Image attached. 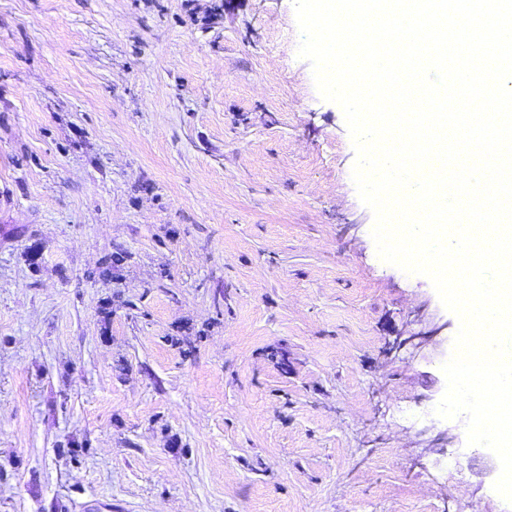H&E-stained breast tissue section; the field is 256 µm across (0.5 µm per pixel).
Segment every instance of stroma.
I'll use <instances>...</instances> for the list:
<instances>
[{
    "label": "stroma",
    "mask_w": 512,
    "mask_h": 512,
    "mask_svg": "<svg viewBox=\"0 0 512 512\" xmlns=\"http://www.w3.org/2000/svg\"><path fill=\"white\" fill-rule=\"evenodd\" d=\"M300 41L293 0H0V512H512Z\"/></svg>",
    "instance_id": "1"
}]
</instances>
